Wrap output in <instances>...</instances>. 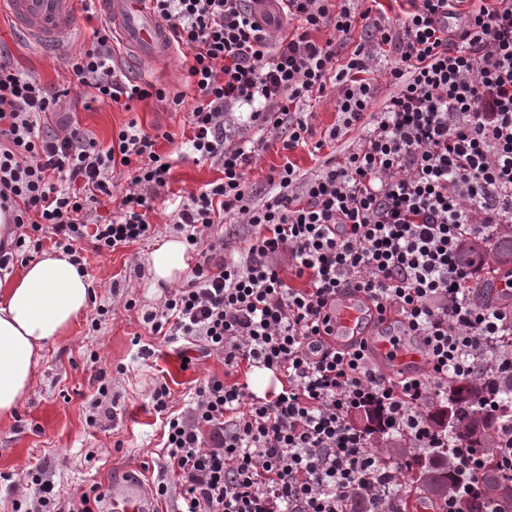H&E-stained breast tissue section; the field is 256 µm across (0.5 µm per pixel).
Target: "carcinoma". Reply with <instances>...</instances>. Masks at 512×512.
<instances>
[{"mask_svg":"<svg viewBox=\"0 0 512 512\" xmlns=\"http://www.w3.org/2000/svg\"><path fill=\"white\" fill-rule=\"evenodd\" d=\"M464 263L483 265L484 277L494 278L504 268L512 266V226L500 230L490 248L474 243L462 254ZM491 380L478 378L469 382L448 383V399L440 404L436 420L448 431V447L436 453L440 463L430 455H421L407 446L401 439L392 438L384 443L386 461L400 466L405 490L397 496L400 509L406 512L408 499L441 500L455 494L451 481L450 458L454 445L479 449L481 470L479 472L480 494L457 499V512H486L488 506L500 502L512 505V480L497 470L500 431L498 426L512 418V375L499 377L494 397L498 410L494 413L479 407V400L487 396Z\"/></svg>","mask_w":512,"mask_h":512,"instance_id":"obj_1","label":"carcinoma"}]
</instances>
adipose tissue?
<instances>
[{
  "instance_id": "adipose-tissue-1",
  "label": "adipose tissue",
  "mask_w": 512,
  "mask_h": 512,
  "mask_svg": "<svg viewBox=\"0 0 512 512\" xmlns=\"http://www.w3.org/2000/svg\"><path fill=\"white\" fill-rule=\"evenodd\" d=\"M186 245L162 242L153 252L154 283L174 282L185 268ZM90 283L63 251L45 254L0 289V420L18 411L48 343L65 335L89 309Z\"/></svg>"
}]
</instances>
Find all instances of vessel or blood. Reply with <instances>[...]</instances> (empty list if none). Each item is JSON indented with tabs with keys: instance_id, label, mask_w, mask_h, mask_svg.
I'll return each mask as SVG.
<instances>
[{
	"instance_id": "obj_1",
	"label": "vessel or blood",
	"mask_w": 512,
	"mask_h": 512,
	"mask_svg": "<svg viewBox=\"0 0 512 512\" xmlns=\"http://www.w3.org/2000/svg\"><path fill=\"white\" fill-rule=\"evenodd\" d=\"M94 2L135 60L154 61L172 54L168 29L149 8L148 0ZM0 12L11 18L19 33L48 54L61 51L78 24L75 0H0ZM369 305L364 293H337L329 309L336 326L337 347L361 339L365 309ZM377 350L398 371L408 373L424 364L420 354L403 347L392 348L386 340L378 342ZM112 509L113 512H150L139 486L133 482L113 488Z\"/></svg>"
}]
</instances>
